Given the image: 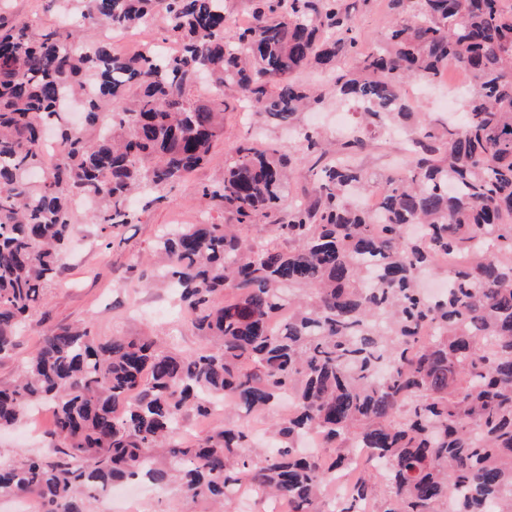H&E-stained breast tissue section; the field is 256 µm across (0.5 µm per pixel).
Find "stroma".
Masks as SVG:
<instances>
[{
  "label": "stroma",
  "instance_id": "stroma-1",
  "mask_svg": "<svg viewBox=\"0 0 512 512\" xmlns=\"http://www.w3.org/2000/svg\"><path fill=\"white\" fill-rule=\"evenodd\" d=\"M62 11L60 0H0V13L10 20L28 25L31 35L56 27ZM359 45L366 50L379 48L391 25L387 0H367L356 10ZM163 21L139 29L119 40H111L107 27L84 29L86 42L111 40L115 53L132 57L141 42H161ZM298 83L319 86L325 98L307 114L309 124L326 138L336 136V91L331 76L314 69L301 70ZM256 137L261 146H294L299 138L294 131L273 124L255 122L250 112L229 110L224 114V134L211 150L207 163L191 172L184 181L166 190L162 203L146 205L136 200L139 219L121 227L118 233L101 231L99 225L79 218L70 249L63 259L57 284L48 288L43 305L34 312L20 332L11 357L0 360V385L14 381L28 358L38 349L43 336L62 326L88 328L93 334L112 338L149 332L173 338L181 351L203 347L204 339L181 320L177 298L165 288H149L148 257L160 231L175 224L224 223V210L218 201L201 198L202 186L220 182L230 150L245 137ZM32 429L22 437V429ZM19 430L0 435V461L8 462L21 452L46 455L49 452L52 413H31ZM140 512H209L203 501L186 496L175 487L148 486L141 493Z\"/></svg>",
  "mask_w": 512,
  "mask_h": 512
}]
</instances>
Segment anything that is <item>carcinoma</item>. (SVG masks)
<instances>
[{
  "instance_id": "cac0c4a2",
  "label": "carcinoma",
  "mask_w": 512,
  "mask_h": 512,
  "mask_svg": "<svg viewBox=\"0 0 512 512\" xmlns=\"http://www.w3.org/2000/svg\"><path fill=\"white\" fill-rule=\"evenodd\" d=\"M73 32L137 27L165 12L176 54L135 57L105 41L36 39L0 18V360L55 283L74 232V201L103 229L137 220L135 192L161 191L207 162L224 112L249 106L295 127L319 98L296 83L313 66L336 75V100L371 104L365 125L389 136L411 117L405 80L434 82L453 62L472 76L442 133L424 122L414 160L378 187L379 214L357 198L372 187L357 128L324 145L240 140L224 179L202 188L225 224L163 231L152 284L173 285L204 349L151 336L102 340L87 329L47 333L18 381L0 385V429L42 404L53 409L50 456L0 463V497L28 493L43 512H85L115 482L179 483L227 506L245 493L317 512L330 483H348L337 512H512V10L503 0H388L400 16L387 46L366 52L346 0H252V23L230 31L224 0H70ZM205 80L233 101L197 104ZM56 127V165L44 167L42 128ZM313 191L280 215L294 171ZM261 224L265 244L240 228ZM455 260L448 288L419 282L433 257ZM231 301L217 302L227 290ZM288 319L278 322L283 308ZM426 323L433 335L421 338ZM293 412L275 406L285 397ZM224 401V426L187 439L178 425ZM269 416V446H251L246 416ZM319 432L332 456L307 454Z\"/></svg>"
}]
</instances>
